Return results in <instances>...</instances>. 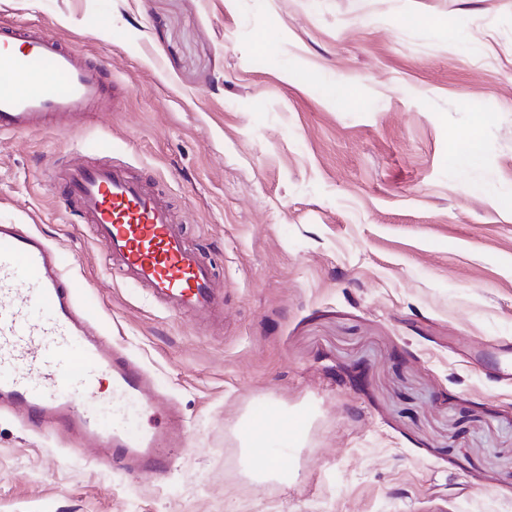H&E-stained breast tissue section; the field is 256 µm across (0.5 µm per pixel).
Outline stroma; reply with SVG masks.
<instances>
[{
    "instance_id": "obj_1",
    "label": "stroma",
    "mask_w": 512,
    "mask_h": 512,
    "mask_svg": "<svg viewBox=\"0 0 512 512\" xmlns=\"http://www.w3.org/2000/svg\"><path fill=\"white\" fill-rule=\"evenodd\" d=\"M26 22L115 101L0 138V223L59 247L184 448L141 477L0 414V512H512V0H0ZM114 161L169 200L223 318L106 269L55 177ZM261 407L306 417L287 480L251 474Z\"/></svg>"
}]
</instances>
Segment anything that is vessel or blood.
I'll use <instances>...</instances> for the list:
<instances>
[{
	"instance_id": "vessel-or-blood-1",
	"label": "vessel or blood",
	"mask_w": 512,
	"mask_h": 512,
	"mask_svg": "<svg viewBox=\"0 0 512 512\" xmlns=\"http://www.w3.org/2000/svg\"><path fill=\"white\" fill-rule=\"evenodd\" d=\"M107 69L63 47L37 25H0V135L61 127L75 113L104 106ZM64 196L94 225L111 268L130 275L159 303L201 322L222 312L210 267L187 244L167 200L116 164L64 170ZM61 254L22 224H0V409L42 428L64 419L75 435L110 451L111 461L142 476L166 473L182 426L126 423L159 395L139 361L110 344ZM112 406V425L80 409L83 395Z\"/></svg>"
}]
</instances>
